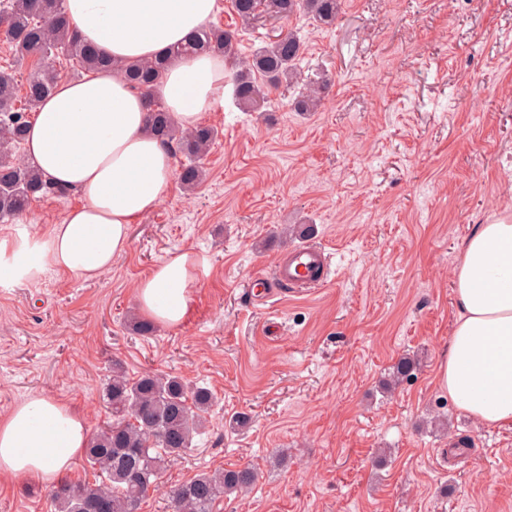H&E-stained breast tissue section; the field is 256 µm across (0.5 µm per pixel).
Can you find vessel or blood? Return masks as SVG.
<instances>
[{
	"label": "vessel or blood",
	"mask_w": 512,
	"mask_h": 512,
	"mask_svg": "<svg viewBox=\"0 0 512 512\" xmlns=\"http://www.w3.org/2000/svg\"><path fill=\"white\" fill-rule=\"evenodd\" d=\"M333 273L330 253L325 249L306 244L290 249L275 266L271 275L257 274L249 278L247 290L257 299H266L273 285H281L295 294H305L325 286Z\"/></svg>",
	"instance_id": "vessel-or-blood-1"
}]
</instances>
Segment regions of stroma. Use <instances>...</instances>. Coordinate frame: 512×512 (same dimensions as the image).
<instances>
[{
    "instance_id": "obj_1",
    "label": "stroma",
    "mask_w": 512,
    "mask_h": 512,
    "mask_svg": "<svg viewBox=\"0 0 512 512\" xmlns=\"http://www.w3.org/2000/svg\"><path fill=\"white\" fill-rule=\"evenodd\" d=\"M215 23L237 31L243 60L297 31L299 82L256 112L228 92L204 113L219 131L205 181L189 194L172 179L100 281L50 272L0 285V415L41 393L97 431L118 360L130 376L175 375L214 396L139 512H170L169 490L199 473L247 466L253 490L216 512H512V427L484 426L435 384L463 242L512 213V0H344L329 29L303 14L245 29L220 0ZM322 81L321 107L294 111ZM80 201L43 196L0 236L46 230ZM285 224L312 225L332 280L254 302L247 280L293 245ZM183 251L205 261L190 317L134 335L136 283ZM406 354L416 374L383 394ZM242 413L248 425L231 427ZM49 492L0 477V512H54Z\"/></svg>"
}]
</instances>
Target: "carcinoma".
Wrapping results in <instances>:
<instances>
[{"mask_svg": "<svg viewBox=\"0 0 512 512\" xmlns=\"http://www.w3.org/2000/svg\"><path fill=\"white\" fill-rule=\"evenodd\" d=\"M232 7L244 25L261 13L285 20L304 13L316 24L329 27L336 23L341 0H232ZM0 40L10 46L18 61L31 63L20 108L15 107L19 92L15 72L0 69V220H5L22 214L33 201L51 192H66L15 155L25 141L30 114L54 92L58 81L55 59L62 57L73 67L92 73L111 71L113 63L73 33L61 0H3ZM303 50L304 43L293 30L257 48L248 65L232 75L238 104L255 111L271 90L291 85ZM200 52L231 61L237 55V36L209 27L188 44L172 49L168 57L129 62L120 73L132 88L148 94L163 79L170 60ZM323 89V84L306 88L294 102L295 111H315ZM146 129L185 157L179 173L182 185L187 189L198 186L204 175L201 160L218 131L205 124L184 131L171 113L154 104L146 115ZM414 370L411 358L399 360L383 381V389L392 391L412 378ZM212 399L209 389L190 388L176 376L145 373L134 379L126 375L121 363H114L112 379L103 391L112 421L90 439L85 452L94 482L58 484L51 493L56 512H87L86 506L98 501L105 503L104 512H138L165 464L191 448L193 436L204 427ZM257 478L250 467L198 474L172 491V512H213L218 501L249 491Z\"/></svg>", "mask_w": 512, "mask_h": 512, "instance_id": "cac0c4a2", "label": "carcinoma"}]
</instances>
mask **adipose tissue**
I'll list each match as a JSON object with an SVG mask.
<instances>
[{"instance_id":"ef3b65f1","label":"adipose tissue","mask_w":512,"mask_h":512,"mask_svg":"<svg viewBox=\"0 0 512 512\" xmlns=\"http://www.w3.org/2000/svg\"><path fill=\"white\" fill-rule=\"evenodd\" d=\"M83 42L113 61H151L207 26L218 0H63ZM224 98V60L199 54L172 64L150 95L122 77L58 81L35 114L24 159L83 199L47 231L0 238V284L55 270L92 281L130 243L129 229L163 200L173 157L150 135L146 114L160 100L183 130ZM200 258L173 255L140 280L134 301L148 320L175 327L192 312ZM455 320L435 380L449 400L488 426L512 424V216H495L466 238L454 272ZM85 416L34 394L0 417V475L60 483L88 445Z\"/></svg>"}]
</instances>
